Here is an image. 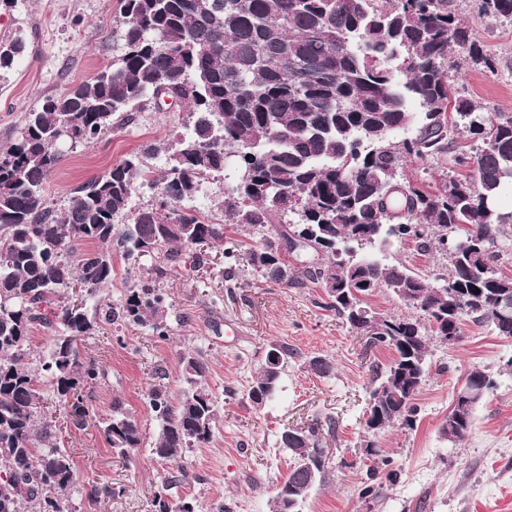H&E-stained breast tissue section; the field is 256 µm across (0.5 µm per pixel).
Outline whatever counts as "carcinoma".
Instances as JSON below:
<instances>
[{"mask_svg":"<svg viewBox=\"0 0 512 512\" xmlns=\"http://www.w3.org/2000/svg\"><path fill=\"white\" fill-rule=\"evenodd\" d=\"M122 47L112 63L67 92L43 98L25 113L16 140L0 149V512H62L60 503L80 485L56 426L38 414L40 399L29 348L37 327L59 328L48 357L39 359L48 394L68 408L77 427L89 417L84 390L101 378L81 341L97 318L70 300L78 286L92 296L112 281V254L128 259H179L193 246L239 251L230 225L260 235L243 252L258 275L284 288L313 283L325 307L369 343L394 352L369 390L365 429L374 435L400 421L410 427L413 400L428 375L429 337L454 346L466 317L512 338V252L500 242L512 212L500 210L512 187V114L482 112L454 94L448 56L464 52L492 68L452 0H120ZM482 14L512 18V0H476ZM25 46L0 44V70L11 68ZM186 105L187 135L151 154H164L157 177L133 152L72 192L67 206L46 205L44 184L59 165L58 145L74 149L109 128L131 123L159 93ZM423 109L414 136L394 137ZM432 159L456 176L431 190L408 177L409 158ZM228 180L213 221L183 201L205 180ZM153 204L128 211L138 188ZM128 213L127 223L115 218ZM313 244L314 262L290 261L286 236ZM411 240L433 252L445 273L430 277L403 263L384 264L366 248L387 238ZM95 250L78 251L77 243ZM166 268L132 283L106 311L107 320L167 329ZM379 288L415 312L384 316L368 304ZM480 293H474V290ZM288 351L267 356L249 387L252 404L272 400ZM194 389L172 398L154 388L149 401L160 427L152 448L162 462L182 459L211 442L217 410L197 388L203 357L183 358ZM464 386L478 391L465 409L459 397L441 426L450 441L469 433L473 410L495 386L473 369ZM107 445L125 460L143 445L138 420L112 401L102 422ZM279 444L296 467L309 463L312 483L292 470L277 488L303 500L323 480L328 458L314 429ZM185 485L183 468L168 474L154 512H185L192 498L169 493Z\"/></svg>","mask_w":512,"mask_h":512,"instance_id":"1","label":"carcinoma"}]
</instances>
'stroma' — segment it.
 Instances as JSON below:
<instances>
[{
	"mask_svg": "<svg viewBox=\"0 0 512 512\" xmlns=\"http://www.w3.org/2000/svg\"><path fill=\"white\" fill-rule=\"evenodd\" d=\"M473 39L494 62L493 69L452 54L451 73L460 96L479 102L485 112L512 113V24L479 14L472 0H453ZM118 0H0V40L23 38L26 50L0 71V148L14 142L25 112L51 94L93 77L111 63L121 42ZM188 125L186 109L164 112L146 105L131 125L109 129L92 143L66 151L43 194L49 206L67 205L75 188L105 173L132 152L173 143ZM112 282L86 299L88 313L100 315L83 349L104 371L85 390L90 416L74 428L53 401L39 403L41 414L57 425L82 482L63 503V512H152V502L172 471L150 447L134 461L113 454L99 423L123 400L146 439L158 422L148 403L155 385L172 392L183 386L182 359L202 354L209 371L203 381L218 409L213 441L183 459L185 491L199 512H270L278 483L290 460L279 446L283 427L316 428L329 450L323 481L300 512H477L502 489H512V338L490 327L464 321L463 340L432 343L428 377L417 394L415 426L396 424L376 436L379 456H366L365 410L376 367L388 364L390 349L369 345L335 312L323 306L316 285L285 288L257 276L245 260L208 250L202 261L192 251L169 265L161 286L168 295L167 336L149 327L110 324L102 317L126 282L154 266L152 258H113ZM292 357L274 399L255 407L248 389L271 349ZM316 357L335 370L320 377L309 368ZM475 368L496 382L474 410L473 428L461 441L440 433L455 392ZM114 492L88 503L91 487Z\"/></svg>",
	"mask_w": 512,
	"mask_h": 512,
	"instance_id": "35a3bbf8",
	"label": "stroma"
}]
</instances>
